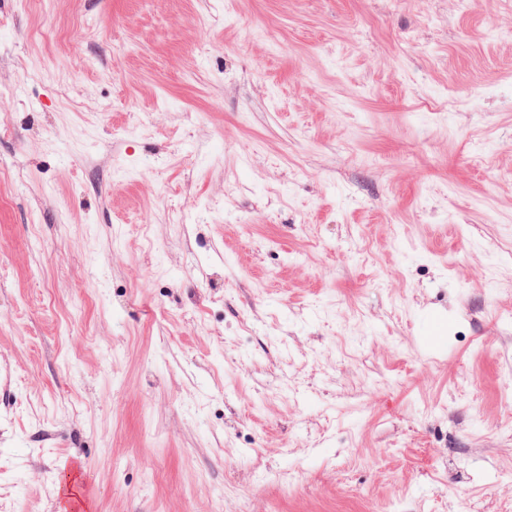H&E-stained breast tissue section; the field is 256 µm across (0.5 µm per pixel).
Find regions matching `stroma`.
Returning <instances> with one entry per match:
<instances>
[{"mask_svg": "<svg viewBox=\"0 0 512 512\" xmlns=\"http://www.w3.org/2000/svg\"><path fill=\"white\" fill-rule=\"evenodd\" d=\"M0 512H512V0H0Z\"/></svg>", "mask_w": 512, "mask_h": 512, "instance_id": "1", "label": "stroma"}]
</instances>
